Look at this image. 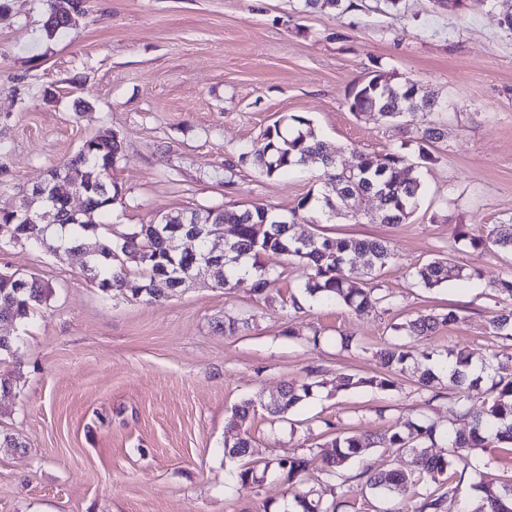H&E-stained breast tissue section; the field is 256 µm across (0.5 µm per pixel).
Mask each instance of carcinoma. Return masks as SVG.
<instances>
[{"label": "carcinoma", "mask_w": 512, "mask_h": 512, "mask_svg": "<svg viewBox=\"0 0 512 512\" xmlns=\"http://www.w3.org/2000/svg\"><path fill=\"white\" fill-rule=\"evenodd\" d=\"M48 2V13L43 24L47 36H54L67 28L66 22L54 14V0ZM308 6L322 9L349 11L357 4L354 0H305ZM415 101L413 112L405 111L410 101ZM372 104L376 109V122L389 124L412 134L424 143L435 142L443 136L438 124L429 122L421 127L415 124L417 114L431 116L442 110L439 101L423 93L420 82L406 79L393 83L384 73L356 85L352 90L351 106ZM263 146L252 154L253 165L266 177L276 178L284 172L308 163L321 170L322 185L317 191L302 197L297 209L285 217L270 207L260 204H231L224 208L195 210L172 214L175 219L185 215L199 224H232L234 236L228 249L240 258L236 264L224 268V279L216 287L224 288L233 283L251 281V291L263 294L274 279L261 264L260 258L269 252L284 255L302 269L303 281L300 294L306 298L338 302L355 311H363L387 299L371 288L356 287L350 280L353 257L364 259L367 273L381 271L395 262V254L382 239L329 237L319 232L318 225L335 218L359 222L361 216L344 207L347 194L373 195L378 199L382 224H404L419 208L423 196L421 176H413V165L408 156L396 148L383 156V165L362 152L357 153L358 163L353 168L341 165L337 151L317 139L311 120L300 115L284 116L262 134ZM123 153L122 142L106 130L86 141L78 154L68 162L48 171L47 182L61 178L76 186L84 195L85 207L78 216H70L67 202L49 203L45 196H21L19 205L39 207L47 203L55 211V230L44 224H24L13 211L0 212V228L5 233L40 247L48 252L69 248L88 247L91 276L98 288L105 293H118L147 303L168 298V293L154 286L157 276L175 272L186 258L171 251L165 241L167 225L139 224L125 232H100L97 217L108 213L122 200V189L112 182L111 171ZM303 211L311 224H298L295 217ZM266 225L262 236H257L256 225ZM475 246H485L496 253L512 254V222L494 224L485 237L472 240ZM410 276L422 288H438L452 280L469 278L472 273L447 257L434 258L414 267ZM52 289L34 276L17 272L0 271V319L21 322L31 312L41 309L48 301ZM493 311L489 319L492 334L512 340V274L493 285ZM460 315L450 310L446 313L420 315L395 327L398 335L384 343L378 352L383 371L363 377L344 374L340 377L343 390L369 386L380 390L395 387V375L408 369L413 351L420 342L440 329L455 324ZM448 389L452 400L462 415L470 418L467 430H448V453L431 455L427 443L435 442L436 425L429 422H409L405 428L387 430L376 435H337L323 444L322 461L325 474L342 488L350 477L346 467L364 449L382 447L392 452H409L414 456L416 469L404 473L389 469L373 472L365 469L357 474L361 489L378 497L398 496L410 504L411 512H450L458 487L444 489L450 479L448 468L462 461L461 451L475 444L494 441L512 444V377L495 373L501 363L500 353L492 352L481 372L473 371L472 362L464 351L446 353ZM314 383L286 382L277 396L265 404L267 414L280 419L310 397ZM482 398V408L472 411L470 402ZM254 411L253 401L244 399L232 408L227 420L232 439L224 440V455L245 464L236 472V479L243 485L263 481L268 473L283 476L294 484L308 470L309 455L287 457H258L253 440L245 425ZM289 512H337L339 503L314 498L310 493L295 492ZM477 512H512V478L500 481V489L488 492Z\"/></svg>", "instance_id": "obj_1"}]
</instances>
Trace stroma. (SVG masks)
<instances>
[{"mask_svg":"<svg viewBox=\"0 0 512 512\" xmlns=\"http://www.w3.org/2000/svg\"><path fill=\"white\" fill-rule=\"evenodd\" d=\"M508 14L512 0L463 11L402 0L397 12L363 0L336 16L304 0H85L78 25L49 37L44 0H0V211L108 129L124 144L112 168L122 202L103 218L111 230L244 201L290 213L317 189L315 165L269 178L247 158L283 115L310 119L350 165L357 149L376 157L402 146L417 158V144L350 110L354 86L377 71L437 95L444 132L419 170L425 194L407 223L325 227L333 237L385 240L397 256L375 278L355 259L354 285L385 296L361 312L310 299L293 308L301 271L273 253L262 259L277 275L267 294L210 278L149 305L103 293L80 257L0 245V271L52 286L29 319L0 323V335L19 339L0 356V374L16 382L0 394V432L18 441L0 449V512H283L287 480L270 473L261 486L240 484L237 462L224 456L227 418L248 398L260 456L310 453L300 488L317 494L328 424L348 435L421 420L441 433L462 426L443 398L446 382L435 385L437 401L415 383L422 359L392 390H343L339 378L379 372L376 353L395 325L420 314L460 315L427 339L439 354L463 349L478 364L493 344L487 296L512 272V254L469 239L512 220ZM440 256L472 278L417 286L409 269ZM230 317L245 327L225 332ZM311 368L312 396L271 420L264 402ZM463 456L458 497L474 512L512 475V446L477 445Z\"/></svg>","mask_w":512,"mask_h":512,"instance_id":"1","label":"stroma"}]
</instances>
